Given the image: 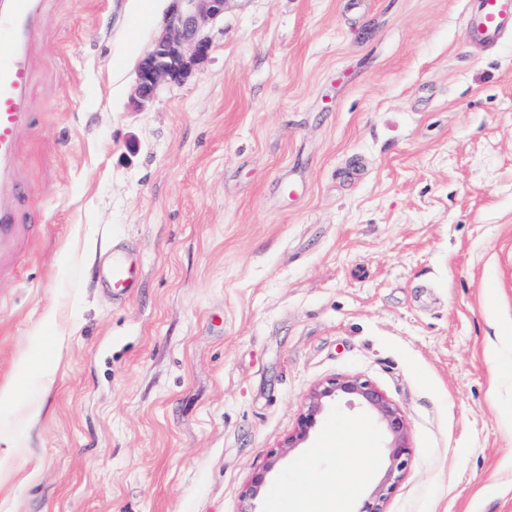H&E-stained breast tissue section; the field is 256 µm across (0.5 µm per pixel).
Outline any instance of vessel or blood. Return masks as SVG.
<instances>
[{
  "label": "vessel or blood",
  "instance_id": "b4317fda",
  "mask_svg": "<svg viewBox=\"0 0 512 512\" xmlns=\"http://www.w3.org/2000/svg\"><path fill=\"white\" fill-rule=\"evenodd\" d=\"M47 19L45 0H0V254L13 249L20 232L33 236L39 231L38 225H23L15 202L29 194L17 176L20 137L36 123L31 50ZM465 28L470 46L497 47L512 33V0H481L479 13L466 16ZM105 279L115 291H130L133 265L129 258L113 253Z\"/></svg>",
  "mask_w": 512,
  "mask_h": 512
}]
</instances>
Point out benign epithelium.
<instances>
[{
    "label": "benign epithelium",
    "mask_w": 512,
    "mask_h": 512,
    "mask_svg": "<svg viewBox=\"0 0 512 512\" xmlns=\"http://www.w3.org/2000/svg\"><path fill=\"white\" fill-rule=\"evenodd\" d=\"M226 0H171L165 26L151 49L140 60L136 72L135 101L143 107L164 86H177L203 64L211 43L206 25L224 15ZM343 402L362 411L376 427L385 448L383 471L369 495L353 512H386L385 504L402 480L413 448L403 412L377 387L358 376H343L317 384L310 392L296 429L277 448L268 452L266 468L255 474L241 493V512H258L266 475L281 458L300 447L331 407Z\"/></svg>",
    "instance_id": "obj_1"
}]
</instances>
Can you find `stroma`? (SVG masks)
<instances>
[{
	"label": "stroma",
	"mask_w": 512,
	"mask_h": 512,
	"mask_svg": "<svg viewBox=\"0 0 512 512\" xmlns=\"http://www.w3.org/2000/svg\"><path fill=\"white\" fill-rule=\"evenodd\" d=\"M128 0H49L20 178L42 231L0 275V512H241L293 491L339 406L274 469L317 383L357 375L405 414L387 512H512V36L474 53L478 0H227L207 62L133 108L149 50ZM135 253L136 286L103 258ZM54 324H44L48 309ZM30 357L26 372L17 364ZM107 284L117 292L126 293L133 288V265L122 253H113L105 270ZM266 475V472L263 471L256 473L244 487L241 493L244 508L241 512H260V510H256V502L266 483Z\"/></svg>",
	"instance_id": "stroma-1"
}]
</instances>
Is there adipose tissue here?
<instances>
[{
  "label": "adipose tissue",
  "instance_id": "obj_1",
  "mask_svg": "<svg viewBox=\"0 0 512 512\" xmlns=\"http://www.w3.org/2000/svg\"><path fill=\"white\" fill-rule=\"evenodd\" d=\"M327 449L338 457H355L354 467L340 466L338 470L316 473L309 462H302L299 473L307 484L302 497H282L283 512H344L347 493L356 491L362 482L369 459L364 439L355 432H343L339 437H328Z\"/></svg>",
  "mask_w": 512,
  "mask_h": 512
}]
</instances>
